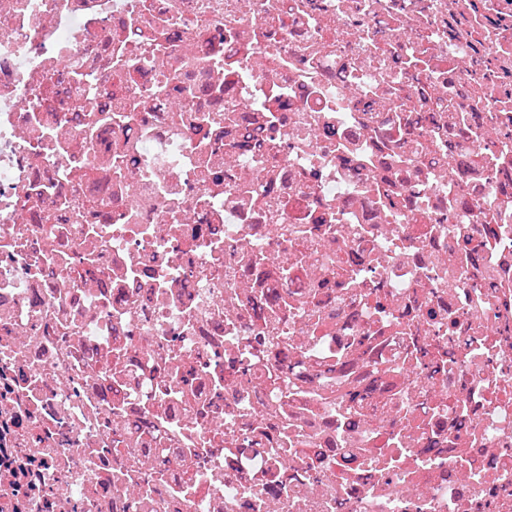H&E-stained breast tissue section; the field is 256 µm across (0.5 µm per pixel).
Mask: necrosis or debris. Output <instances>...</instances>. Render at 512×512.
<instances>
[{
  "label": "necrosis or debris",
  "instance_id": "obj_1",
  "mask_svg": "<svg viewBox=\"0 0 512 512\" xmlns=\"http://www.w3.org/2000/svg\"><path fill=\"white\" fill-rule=\"evenodd\" d=\"M0 512H512V0H0Z\"/></svg>",
  "mask_w": 512,
  "mask_h": 512
}]
</instances>
